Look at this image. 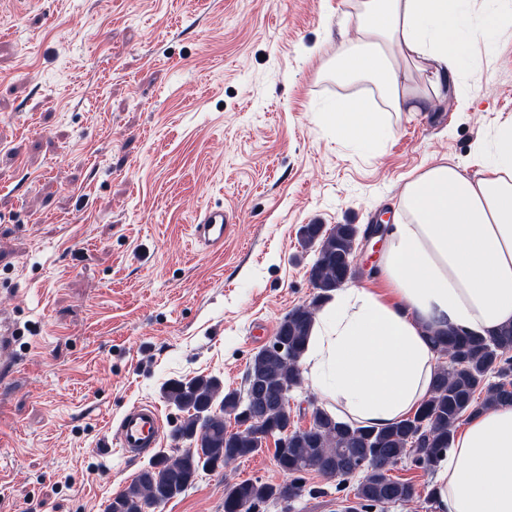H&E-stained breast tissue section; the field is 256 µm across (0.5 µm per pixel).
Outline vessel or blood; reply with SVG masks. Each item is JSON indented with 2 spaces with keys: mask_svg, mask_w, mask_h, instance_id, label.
<instances>
[{
  "mask_svg": "<svg viewBox=\"0 0 512 512\" xmlns=\"http://www.w3.org/2000/svg\"><path fill=\"white\" fill-rule=\"evenodd\" d=\"M229 215L221 207H208L197 216L192 235L205 249L217 253L224 249ZM17 336L12 322H0V385L7 383L18 364ZM163 424L156 406L141 402L128 407L121 415L114 436V446L124 458L130 459L161 447Z\"/></svg>",
  "mask_w": 512,
  "mask_h": 512,
  "instance_id": "1",
  "label": "vessel or blood"
}]
</instances>
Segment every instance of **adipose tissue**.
Here are the masks:
<instances>
[{
    "label": "adipose tissue",
    "instance_id": "ef3b65f1",
    "mask_svg": "<svg viewBox=\"0 0 512 512\" xmlns=\"http://www.w3.org/2000/svg\"><path fill=\"white\" fill-rule=\"evenodd\" d=\"M356 0L353 38L321 69L343 85L371 84L377 99L342 97L327 110L336 135L381 146L393 122L456 94L461 64L480 39H512V0ZM383 110H376L375 101ZM474 154L478 177L432 159L404 184L384 233V291L337 289L316 314L303 373L337 419L385 428L429 395L438 353L430 332L484 334L512 324V121ZM437 512H512V403L470 417L434 474Z\"/></svg>",
    "mask_w": 512,
    "mask_h": 512
}]
</instances>
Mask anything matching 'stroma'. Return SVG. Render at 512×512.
<instances>
[{
  "instance_id": "1",
  "label": "stroma",
  "mask_w": 512,
  "mask_h": 512,
  "mask_svg": "<svg viewBox=\"0 0 512 512\" xmlns=\"http://www.w3.org/2000/svg\"><path fill=\"white\" fill-rule=\"evenodd\" d=\"M352 0H0V317L25 331L0 388V512H105L147 459L104 444L124 410L159 408L164 451L187 448L172 379L239 388L284 315L316 295L305 224L390 223L431 158L476 175L474 144L512 118V40L463 62L461 112L402 115L376 150L320 114L369 95L320 72ZM221 206L220 253L189 226ZM274 443L201 473L155 512H224V486L284 485ZM380 512H436L431 475ZM358 477L305 474L291 508L341 512Z\"/></svg>"
}]
</instances>
